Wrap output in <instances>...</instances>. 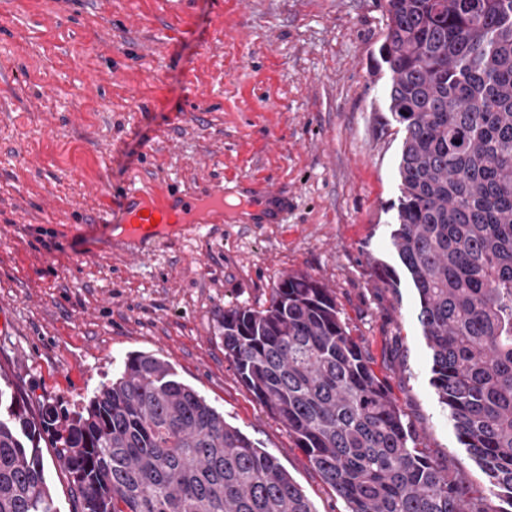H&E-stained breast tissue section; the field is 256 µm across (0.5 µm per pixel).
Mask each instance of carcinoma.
Listing matches in <instances>:
<instances>
[{
  "label": "carcinoma",
  "instance_id": "cac0c4a2",
  "mask_svg": "<svg viewBox=\"0 0 512 512\" xmlns=\"http://www.w3.org/2000/svg\"><path fill=\"white\" fill-rule=\"evenodd\" d=\"M380 54L404 137L392 245L418 294L431 385L512 507V0H386ZM224 357L346 512H504L410 446L332 289L294 272L221 324ZM0 512H56L40 442L77 512H316L170 364L130 355L80 410L31 416L0 389Z\"/></svg>",
  "mask_w": 512,
  "mask_h": 512
}]
</instances>
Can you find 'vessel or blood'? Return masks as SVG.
<instances>
[{
    "instance_id": "b4317fda",
    "label": "vessel or blood",
    "mask_w": 512,
    "mask_h": 512,
    "mask_svg": "<svg viewBox=\"0 0 512 512\" xmlns=\"http://www.w3.org/2000/svg\"><path fill=\"white\" fill-rule=\"evenodd\" d=\"M223 209L224 191L218 186L208 191L206 203L193 202L184 207L169 189L144 191L130 187L113 209L112 219L125 226L122 249L128 256L138 257L164 243L167 232L202 230L220 222Z\"/></svg>"
}]
</instances>
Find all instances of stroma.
I'll list each match as a JSON object with an SVG mask.
<instances>
[{
    "instance_id": "stroma-1",
    "label": "stroma",
    "mask_w": 512,
    "mask_h": 512,
    "mask_svg": "<svg viewBox=\"0 0 512 512\" xmlns=\"http://www.w3.org/2000/svg\"><path fill=\"white\" fill-rule=\"evenodd\" d=\"M384 0H0V387L31 415L78 410L130 354L166 360L317 512H346L224 356L227 309L306 272L401 410L413 445L490 495L431 386V352L390 231L402 133L379 49ZM288 195L249 222L248 182ZM243 196L201 235L104 254L128 187Z\"/></svg>"
}]
</instances>
